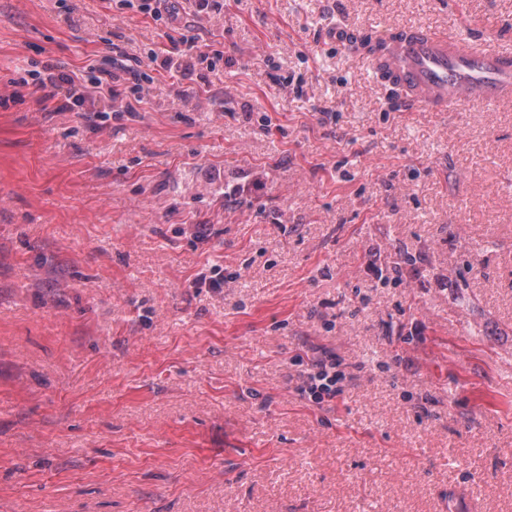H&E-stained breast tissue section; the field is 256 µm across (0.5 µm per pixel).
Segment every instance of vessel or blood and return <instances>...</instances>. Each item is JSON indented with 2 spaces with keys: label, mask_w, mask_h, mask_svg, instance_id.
<instances>
[{
  "label": "vessel or blood",
  "mask_w": 512,
  "mask_h": 512,
  "mask_svg": "<svg viewBox=\"0 0 512 512\" xmlns=\"http://www.w3.org/2000/svg\"><path fill=\"white\" fill-rule=\"evenodd\" d=\"M360 54L372 79L395 90L412 112L512 99V51L469 46L419 25L379 33Z\"/></svg>",
  "instance_id": "vessel-or-blood-1"
}]
</instances>
